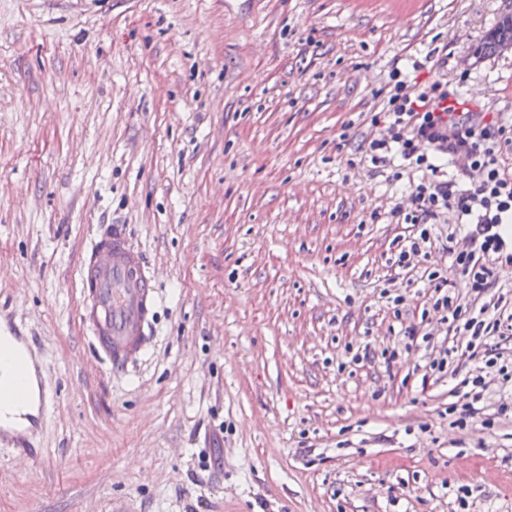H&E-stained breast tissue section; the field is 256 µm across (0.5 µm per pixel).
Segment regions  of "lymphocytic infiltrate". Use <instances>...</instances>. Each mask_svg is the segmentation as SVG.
<instances>
[{"mask_svg": "<svg viewBox=\"0 0 512 512\" xmlns=\"http://www.w3.org/2000/svg\"><path fill=\"white\" fill-rule=\"evenodd\" d=\"M422 61L394 67L386 103L370 118L371 132L356 150L374 172L397 167L420 172L409 181L404 202L387 213L390 224L408 229L391 260L392 270L412 272L427 262L432 228L454 221L460 231L441 245L449 269L427 270L426 301L418 322L403 329L400 342L378 349L364 344L357 365L393 367L410 362L423 380L451 381L450 427L493 429L512 416V296L500 281L512 270V120L483 112L448 93L447 78L418 85ZM442 331L433 333L429 317ZM496 407H489L491 393Z\"/></svg>", "mask_w": 512, "mask_h": 512, "instance_id": "lymphocytic-infiltrate-1", "label": "lymphocytic infiltrate"}]
</instances>
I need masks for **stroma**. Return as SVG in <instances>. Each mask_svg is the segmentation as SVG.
Returning a JSON list of instances; mask_svg holds the SVG:
<instances>
[{
  "label": "stroma",
  "mask_w": 512,
  "mask_h": 512,
  "mask_svg": "<svg viewBox=\"0 0 512 512\" xmlns=\"http://www.w3.org/2000/svg\"><path fill=\"white\" fill-rule=\"evenodd\" d=\"M512 0H0V318L51 397L0 444V512H512V422L463 433L449 383L338 370L424 302L388 259L403 178L357 161L394 61L512 116ZM126 225L156 330L114 372L78 258ZM409 292L402 319L382 289ZM512 44V15H506L495 28L487 35L482 43V50L488 53L496 51L502 42Z\"/></svg>",
  "instance_id": "35a3bbf8"
}]
</instances>
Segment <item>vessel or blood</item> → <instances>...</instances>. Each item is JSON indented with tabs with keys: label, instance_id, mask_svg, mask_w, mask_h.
<instances>
[{
	"label": "vessel or blood",
	"instance_id": "1",
	"mask_svg": "<svg viewBox=\"0 0 512 512\" xmlns=\"http://www.w3.org/2000/svg\"><path fill=\"white\" fill-rule=\"evenodd\" d=\"M79 270L87 295L82 316L92 348L112 369H127L145 351L153 330L157 295L151 269L132 249L124 225L104 224L81 257ZM30 344L13 326L0 338V441L29 457L37 453L32 441L8 422L27 404L19 370L29 364Z\"/></svg>",
	"mask_w": 512,
	"mask_h": 512
}]
</instances>
